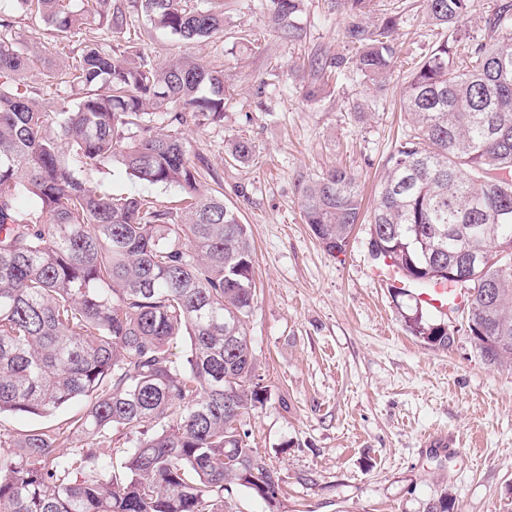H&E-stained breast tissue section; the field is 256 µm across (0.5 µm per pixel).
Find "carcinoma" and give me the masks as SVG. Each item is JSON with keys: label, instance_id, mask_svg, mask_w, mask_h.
Here are the masks:
<instances>
[{"label": "carcinoma", "instance_id": "carcinoma-1", "mask_svg": "<svg viewBox=\"0 0 512 512\" xmlns=\"http://www.w3.org/2000/svg\"><path fill=\"white\" fill-rule=\"evenodd\" d=\"M0 4V414L38 422L0 428V512H224V492L249 489L272 508L281 478L241 431L268 400L245 332L254 255L246 225L221 194L204 189L205 158L180 127L224 118V70L195 59L158 65L139 50L85 35L78 60L55 66L15 31L14 11L62 34L93 22L111 37L130 8L182 40L224 31V15L185 0H7ZM273 30L305 37L304 0H267ZM369 0H336L347 52L314 55L313 99L325 78L354 73L376 89L399 51L397 18L369 23ZM430 24L448 30L415 62L402 95L410 133L384 162L369 214L376 258L416 288L441 283L436 259L473 252L484 274L463 284L468 331L490 364L512 361V0H499L475 34L459 29L474 0H425ZM61 93L47 108L23 81L35 61ZM167 132L154 131L157 115ZM142 135L127 140L126 130ZM228 153L250 160L252 143ZM118 165L141 182L175 185L186 214L141 196L99 194L74 165ZM24 197L28 206L20 208ZM304 221L329 252L345 249L362 217L354 178L329 167L306 188ZM411 331L448 346V326L415 312ZM189 340L181 367L173 345ZM76 401L69 424L44 422ZM130 444L122 459L112 443Z\"/></svg>", "mask_w": 512, "mask_h": 512}]
</instances>
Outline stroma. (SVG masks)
Segmentation results:
<instances>
[{
	"instance_id": "stroma-1",
	"label": "stroma",
	"mask_w": 512,
	"mask_h": 512,
	"mask_svg": "<svg viewBox=\"0 0 512 512\" xmlns=\"http://www.w3.org/2000/svg\"><path fill=\"white\" fill-rule=\"evenodd\" d=\"M224 32L188 42L133 19L131 43L162 64L174 57L224 67V120L182 135L219 177L254 247L256 296L245 329L255 372L269 393L241 428L283 479L276 509L236 486L224 512H512V363H486L465 313L446 320L448 347L412 334L409 293L372 278L370 227L357 225L343 251L329 252L305 223L307 185L331 165L351 171L372 204L386 157L405 128L400 93L422 52L439 40L424 0H391L401 53L384 92L350 74L320 99L304 96L313 53L344 46L345 16L333 0H305L298 43L270 29L266 0H219ZM26 42H55L62 61L77 38L16 13ZM244 138L251 161L225 147ZM98 193L142 196L165 208L179 188L130 178L120 167L81 168ZM445 434L448 445L427 438Z\"/></svg>"
}]
</instances>
